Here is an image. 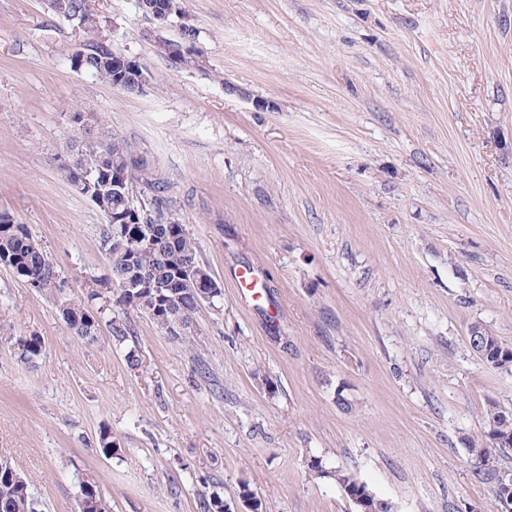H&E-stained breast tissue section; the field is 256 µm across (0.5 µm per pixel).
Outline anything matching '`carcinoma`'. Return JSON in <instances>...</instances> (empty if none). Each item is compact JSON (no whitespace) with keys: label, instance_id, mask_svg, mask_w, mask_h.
<instances>
[{"label":"carcinoma","instance_id":"carcinoma-1","mask_svg":"<svg viewBox=\"0 0 512 512\" xmlns=\"http://www.w3.org/2000/svg\"><path fill=\"white\" fill-rule=\"evenodd\" d=\"M57 12L55 16L67 21L83 30L86 34L85 42L91 44L90 50L83 60L84 71L107 83H112V68L101 62V57L109 54L111 43L101 35L103 28L100 16L93 13L87 5V0H55ZM78 154L90 161L92 169L91 183L83 188L81 195L90 199L100 212H120L124 210L123 198L116 194H109L101 199H96L94 185L100 179L112 178L113 169H123L121 158L112 154L104 144L97 141H87L80 145ZM33 236L25 224L17 222L3 224L0 222V256H9L14 259L11 269L22 275V270H40L45 273L43 291H49L56 287L57 271L46 259L42 247L31 244ZM100 248L109 259L112 277L106 279H94L85 284L88 289L89 300H102L98 311L88 316H79L74 322L67 324L69 331L82 339L93 341L101 331L102 314L107 310L112 289L120 290L116 303L127 308L148 315L160 328H166L168 315L164 306L154 310L155 299L151 294H138L134 297L121 290L123 275L127 271L129 255L125 251L112 250V224L103 225L100 233ZM130 251L135 255V263L139 270L153 278L157 284L169 291L181 292L180 316L183 321L191 323L196 321L199 306L195 294L187 289V286H178L179 279L176 275L183 270L186 264L196 259V245L184 224L168 225V238L154 245L140 244L136 241L130 244ZM493 360L502 358L512 362V347L504 344L493 334H487ZM45 348L42 337L31 334L19 338V358L23 362H31L38 358ZM489 431L487 440L471 441L468 453L477 465V469L497 475L495 457L496 450L500 446H506L512 441V416L502 417L501 410L492 403L487 411ZM336 483L343 489L345 495L360 493L374 500L376 496L369 487L358 481L351 474L338 470ZM82 499L79 500L80 512H109L108 504L100 493L95 482H90V489H80ZM0 512H39V504L34 498L29 484L18 483V480L0 475Z\"/></svg>","mask_w":512,"mask_h":512}]
</instances>
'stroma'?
Here are the masks:
<instances>
[{
	"label": "stroma",
	"mask_w": 512,
	"mask_h": 512,
	"mask_svg": "<svg viewBox=\"0 0 512 512\" xmlns=\"http://www.w3.org/2000/svg\"><path fill=\"white\" fill-rule=\"evenodd\" d=\"M89 7L145 92L74 70L82 35L45 0H0V212L61 283L0 265V458L46 512H77L88 478L110 512H201L245 486L262 512H357L338 469L392 512H499L467 446L489 404L512 411V368L467 338L512 346V0H183L197 69L157 53L181 31L138 0ZM77 102L166 187L223 287L190 344L121 306L122 342L60 315L110 274L101 213L58 171ZM244 266L270 297L238 292ZM29 334L45 351L26 363Z\"/></svg>",
	"instance_id": "stroma-1"
}]
</instances>
